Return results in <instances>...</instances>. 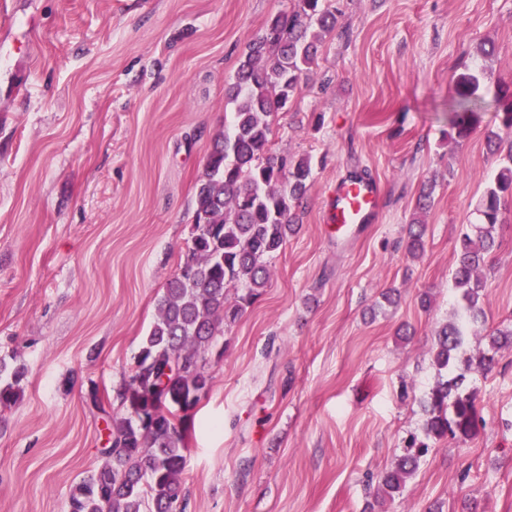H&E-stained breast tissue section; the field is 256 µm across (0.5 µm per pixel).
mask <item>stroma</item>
I'll return each instance as SVG.
<instances>
[{
	"mask_svg": "<svg viewBox=\"0 0 512 512\" xmlns=\"http://www.w3.org/2000/svg\"><path fill=\"white\" fill-rule=\"evenodd\" d=\"M295 5L0 0L12 40L0 58V360L26 371L21 399L0 406V512H68L103 462L117 391L187 250L197 178L233 120L225 87L267 20ZM332 5L340 27L272 124L274 148L314 167L303 224L207 356L183 512H363L368 480L424 422L458 239L500 167L486 136L504 130L512 0ZM480 63L479 122L458 142L453 77ZM352 174L380 183L381 211L340 243L326 195ZM429 185L426 246L411 258L404 228ZM497 240L478 272L474 355L491 329L512 328V203ZM473 383L475 429L437 442L385 512H512V348Z\"/></svg>",
	"mask_w": 512,
	"mask_h": 512,
	"instance_id": "obj_1",
	"label": "stroma"
}]
</instances>
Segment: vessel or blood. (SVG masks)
Here are the masks:
<instances>
[{
    "label": "vessel or blood",
    "mask_w": 512,
    "mask_h": 512,
    "mask_svg": "<svg viewBox=\"0 0 512 512\" xmlns=\"http://www.w3.org/2000/svg\"><path fill=\"white\" fill-rule=\"evenodd\" d=\"M380 196L378 182L370 177L351 176L339 181L330 196L333 221L338 234L371 219Z\"/></svg>",
    "instance_id": "obj_1"
}]
</instances>
